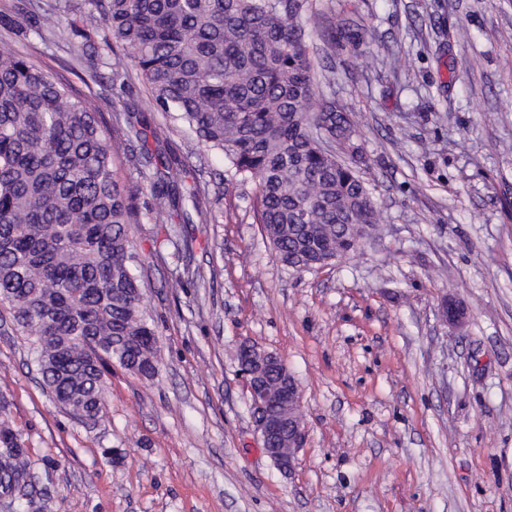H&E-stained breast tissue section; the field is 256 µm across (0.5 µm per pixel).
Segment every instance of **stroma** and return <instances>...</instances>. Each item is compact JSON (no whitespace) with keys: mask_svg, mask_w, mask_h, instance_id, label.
<instances>
[{"mask_svg":"<svg viewBox=\"0 0 512 512\" xmlns=\"http://www.w3.org/2000/svg\"><path fill=\"white\" fill-rule=\"evenodd\" d=\"M58 2L79 32L44 40L0 0V49L144 111L219 221L129 225L162 362L151 379L113 366L96 424L54 402L0 316V421L23 435L43 512H512V0H309L317 90L351 124L358 153L341 157L381 219L307 271L276 257L254 182L151 110L140 77L113 80L87 0ZM448 298L462 326L442 319ZM242 339L303 392L291 474L254 430Z\"/></svg>","mask_w":512,"mask_h":512,"instance_id":"1","label":"stroma"}]
</instances>
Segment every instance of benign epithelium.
Here are the masks:
<instances>
[{
  "label": "benign epithelium",
  "mask_w": 512,
  "mask_h": 512,
  "mask_svg": "<svg viewBox=\"0 0 512 512\" xmlns=\"http://www.w3.org/2000/svg\"><path fill=\"white\" fill-rule=\"evenodd\" d=\"M465 309L453 300L441 306V316L455 324L462 321ZM237 355L241 377L250 395V411L262 448L283 473L295 466L296 454L303 447L306 431L301 414V389L281 358L259 348L248 340L238 345ZM273 370L278 380L269 379Z\"/></svg>",
  "instance_id": "7a95c632"
}]
</instances>
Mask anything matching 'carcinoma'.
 Instances as JSON below:
<instances>
[{
	"instance_id": "cac0c4a2",
	"label": "carcinoma",
	"mask_w": 512,
	"mask_h": 512,
	"mask_svg": "<svg viewBox=\"0 0 512 512\" xmlns=\"http://www.w3.org/2000/svg\"><path fill=\"white\" fill-rule=\"evenodd\" d=\"M117 75L136 71L153 107L207 153L256 182L258 221L279 260L308 264L303 242L351 247L349 224L379 211L357 171L323 151L351 126L322 101L308 44V0H90ZM62 30L54 6L33 15ZM104 97L27 56L0 54V304H6L53 399L84 420L103 416L106 373L156 375L157 331L141 299L127 225L142 223L119 172L147 182L152 224H216L179 156L140 147L142 112L105 120ZM21 436L0 423V497L34 506Z\"/></svg>"
}]
</instances>
